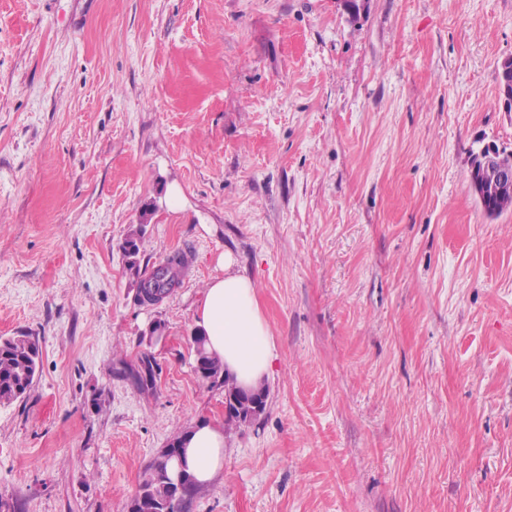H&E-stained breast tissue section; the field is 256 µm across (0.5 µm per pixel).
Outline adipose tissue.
Listing matches in <instances>:
<instances>
[{
  "mask_svg": "<svg viewBox=\"0 0 512 512\" xmlns=\"http://www.w3.org/2000/svg\"><path fill=\"white\" fill-rule=\"evenodd\" d=\"M220 275L206 284L195 322L208 351L243 390L263 386L272 372L274 343L261 314L252 279L236 267L232 253L217 261ZM224 428L200 423L183 436L184 464L196 485L211 483L224 469Z\"/></svg>",
  "mask_w": 512,
  "mask_h": 512,
  "instance_id": "adipose-tissue-1",
  "label": "adipose tissue"
}]
</instances>
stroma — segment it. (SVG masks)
Segmentation results:
<instances>
[{"label":"stroma","mask_w":512,"mask_h":512,"mask_svg":"<svg viewBox=\"0 0 512 512\" xmlns=\"http://www.w3.org/2000/svg\"><path fill=\"white\" fill-rule=\"evenodd\" d=\"M358 4L0 0V338L42 352L0 406V512H127L223 422L190 338L227 252L276 358L183 512H512V211L469 179L512 153V0ZM141 223L142 268L188 257L154 306ZM144 227L145 224L130 226L122 249L127 258V271L136 279L138 301L143 305H155L180 283L186 260L183 254H175L156 266L147 278L138 261L143 247Z\"/></svg>","instance_id":"35a3bbf8"}]
</instances>
